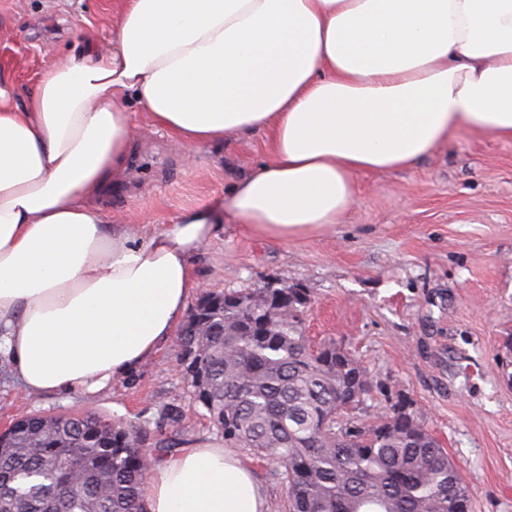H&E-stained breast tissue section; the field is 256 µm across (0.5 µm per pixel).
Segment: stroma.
<instances>
[{"label": "stroma", "instance_id": "1", "mask_svg": "<svg viewBox=\"0 0 512 512\" xmlns=\"http://www.w3.org/2000/svg\"><path fill=\"white\" fill-rule=\"evenodd\" d=\"M122 0H0V87L23 104L58 59L105 47ZM132 133L116 184L93 202L116 224L158 230L223 203L268 158V139L193 149L125 101ZM360 193L333 227L288 241L222 223L194 261L203 288H305L311 342H342L372 388L370 419L412 400L468 485L469 512H512V141L462 130L403 171L359 175ZM177 337L96 395H28L0 366V425L31 414L93 413L149 424L181 447L217 441L178 372ZM177 406L179 422L167 416Z\"/></svg>", "mask_w": 512, "mask_h": 512}]
</instances>
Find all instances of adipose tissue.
Here are the masks:
<instances>
[{
	"instance_id": "1",
	"label": "adipose tissue",
	"mask_w": 512,
	"mask_h": 512,
	"mask_svg": "<svg viewBox=\"0 0 512 512\" xmlns=\"http://www.w3.org/2000/svg\"><path fill=\"white\" fill-rule=\"evenodd\" d=\"M206 146L266 131L224 212L254 236L327 229L364 172L406 169L461 129L512 140V0H124L106 49L0 88V356L29 395L95 394L151 359L201 283L211 210L137 238L89 201L127 153L126 96ZM146 512H266L211 442L164 458Z\"/></svg>"
}]
</instances>
